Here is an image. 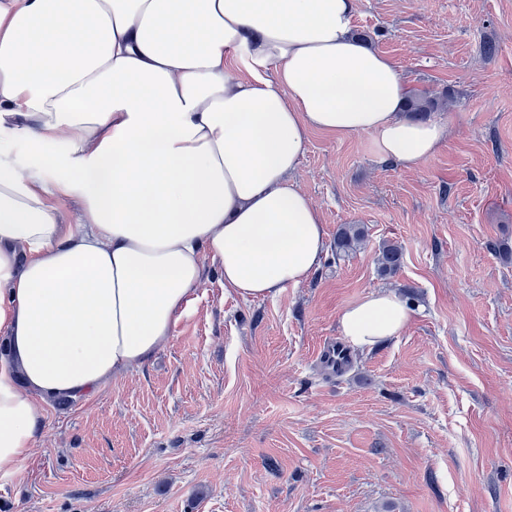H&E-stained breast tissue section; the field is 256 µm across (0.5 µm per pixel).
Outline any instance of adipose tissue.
Segmentation results:
<instances>
[{"label":"adipose tissue","instance_id":"obj_1","mask_svg":"<svg viewBox=\"0 0 512 512\" xmlns=\"http://www.w3.org/2000/svg\"><path fill=\"white\" fill-rule=\"evenodd\" d=\"M356 0H0V474L43 405L141 369L197 300L205 259L244 299L304 282L326 228L291 175L309 131L375 135L415 169L447 130L352 34ZM245 78L235 77V70ZM84 207L78 229L55 198ZM413 312L340 314L367 349Z\"/></svg>","mask_w":512,"mask_h":512}]
</instances>
